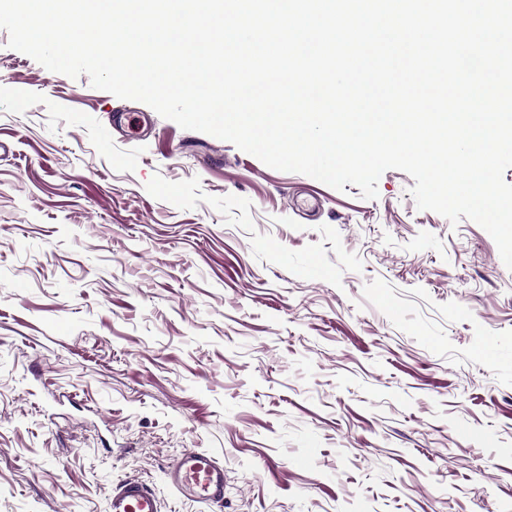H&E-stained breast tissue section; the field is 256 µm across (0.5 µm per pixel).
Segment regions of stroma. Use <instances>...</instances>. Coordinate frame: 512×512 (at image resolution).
Masks as SVG:
<instances>
[{
  "instance_id": "35a3bbf8",
  "label": "stroma",
  "mask_w": 512,
  "mask_h": 512,
  "mask_svg": "<svg viewBox=\"0 0 512 512\" xmlns=\"http://www.w3.org/2000/svg\"><path fill=\"white\" fill-rule=\"evenodd\" d=\"M0 29V512H512V270L47 70ZM224 504L174 493L184 450ZM165 476L170 488L186 498L209 507L224 504V466L207 452L185 450ZM158 496L138 480H125L112 490L108 512H160Z\"/></svg>"
}]
</instances>
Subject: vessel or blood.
Masks as SVG:
<instances>
[{
	"label": "vessel or blood",
	"instance_id": "b4317fda",
	"mask_svg": "<svg viewBox=\"0 0 512 512\" xmlns=\"http://www.w3.org/2000/svg\"><path fill=\"white\" fill-rule=\"evenodd\" d=\"M165 476L170 488L184 497L209 507L224 503V467L207 452L184 451ZM108 512H161V502L142 482L126 480L113 488Z\"/></svg>",
	"mask_w": 512,
	"mask_h": 512
}]
</instances>
